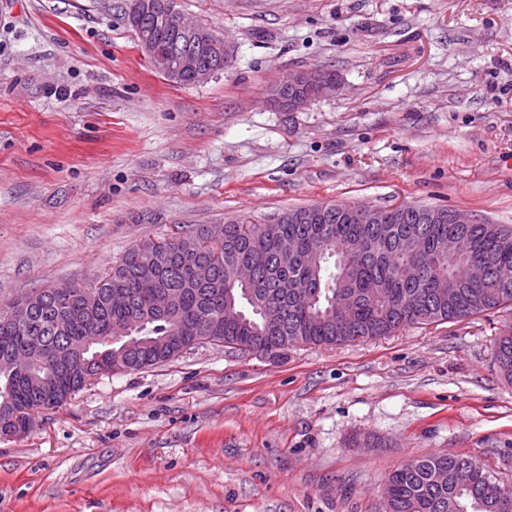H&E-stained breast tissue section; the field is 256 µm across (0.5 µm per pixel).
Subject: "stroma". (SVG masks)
I'll return each instance as SVG.
<instances>
[{
	"label": "stroma",
	"mask_w": 512,
	"mask_h": 512,
	"mask_svg": "<svg viewBox=\"0 0 512 512\" xmlns=\"http://www.w3.org/2000/svg\"><path fill=\"white\" fill-rule=\"evenodd\" d=\"M127 0H0V298L126 250L318 204L512 225V0H175L223 34L179 85ZM342 89L268 103L289 73ZM502 309L267 359L201 344L102 377L0 439V512H383L390 472L466 453L512 480ZM324 69L322 70L326 79L339 78L335 70ZM323 74L318 67L294 72L288 80L281 82H288V84L280 88V97L275 96L279 85L273 88V97L270 98L272 105L282 112H300L314 101L336 96L341 90V82L327 81Z\"/></svg>",
	"instance_id": "stroma-1"
}]
</instances>
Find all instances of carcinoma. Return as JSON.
Returning a JSON list of instances; mask_svg holds the SVG:
<instances>
[{"mask_svg": "<svg viewBox=\"0 0 512 512\" xmlns=\"http://www.w3.org/2000/svg\"><path fill=\"white\" fill-rule=\"evenodd\" d=\"M157 16L136 26L127 3L124 21L138 41L169 46L178 33L174 0H158ZM313 223L294 208L275 216L276 236L246 218L223 224L220 241L202 226L169 240H144L106 273V287L74 286L68 297L39 292L27 319L16 326L4 313L25 297L0 299V419L53 409L93 381L115 373L106 350L125 356L124 370L167 363L169 341L193 340L214 327L209 342L277 356L299 344H340L389 335L410 325L467 318L512 306V225L426 222L407 216L395 224H363L351 207L318 205ZM212 263L207 280L199 263ZM483 264L480 284L469 269ZM150 277L174 296L169 312L155 310L137 281ZM347 301L355 317H336ZM47 353L72 356L59 372ZM504 378L512 382V322L495 348ZM478 459L438 454L407 461L389 474V512H512V490Z\"/></svg>", "mask_w": 512, "mask_h": 512, "instance_id": "obj_1", "label": "carcinoma"}]
</instances>
